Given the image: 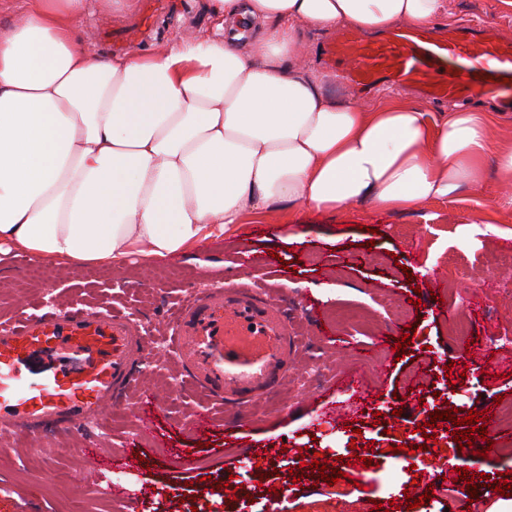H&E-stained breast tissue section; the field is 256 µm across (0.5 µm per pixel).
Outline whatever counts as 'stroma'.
Here are the masks:
<instances>
[{
    "label": "stroma",
    "mask_w": 512,
    "mask_h": 512,
    "mask_svg": "<svg viewBox=\"0 0 512 512\" xmlns=\"http://www.w3.org/2000/svg\"><path fill=\"white\" fill-rule=\"evenodd\" d=\"M145 0H96L75 21L83 41L97 53H114L113 37L140 12ZM193 13L176 17L161 36L130 41L125 50L161 52L187 34L213 29L209 0H193ZM448 22L480 23L512 37V11L499 0H448ZM324 30L306 28L299 59L326 75L324 89L352 96L319 59ZM511 193L489 181L463 190L456 200L427 202L418 211L389 214L368 206L295 223L278 211L258 224H241L186 256L151 264L130 259L88 267L50 263L45 279L31 276L36 263L24 254L0 255V327L31 314L67 306L100 307L137 324L150 357L141 376L111 415L68 433H50L24 445L0 430V512H363L370 500L395 502L399 512H478L496 492L483 478L512 475V210L494 206ZM481 222L469 238L460 223ZM295 261V268L282 264ZM230 285L272 289L288 302L299 350L283 393L253 407L243 427L216 423L201 432L179 430L180 420L206 409L189 385L169 346L167 320L191 294ZM413 329L404 356L381 342L386 330L403 337ZM466 339L474 352L502 365L487 373L466 364L455 346ZM354 376L373 390L362 402L338 392L339 379ZM155 394L168 400L152 436L140 438L132 411ZM494 410L499 421L488 438L487 457L462 452L461 471L441 466L425 435L446 445L455 426L431 421L435 410ZM426 424L418 432V424ZM286 451H279V444ZM415 445L408 454L406 445ZM374 466L364 478L349 474L334 485L291 472L320 453L327 469L344 470L353 447ZM102 458L123 452L133 461L120 471L93 470L85 449ZM190 452L193 468L179 466L174 452ZM72 476L56 480L58 472ZM425 497L407 508V497Z\"/></svg>",
    "instance_id": "stroma-1"
}]
</instances>
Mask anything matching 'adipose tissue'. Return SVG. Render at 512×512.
<instances>
[{"instance_id": "ef3b65f1", "label": "adipose tissue", "mask_w": 512, "mask_h": 512, "mask_svg": "<svg viewBox=\"0 0 512 512\" xmlns=\"http://www.w3.org/2000/svg\"><path fill=\"white\" fill-rule=\"evenodd\" d=\"M92 2L22 0L0 35V247L77 265L176 258L274 211H407L491 171L512 184L489 115L368 110L296 62L302 26L431 24L447 0H211L212 34L110 56L73 26ZM240 17L261 28L244 47L224 33Z\"/></svg>"}]
</instances>
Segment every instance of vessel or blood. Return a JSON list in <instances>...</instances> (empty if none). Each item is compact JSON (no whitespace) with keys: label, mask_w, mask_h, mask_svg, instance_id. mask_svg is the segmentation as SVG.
I'll list each match as a JSON object with an SVG mask.
<instances>
[{"label":"vessel or blood","mask_w":512,"mask_h":512,"mask_svg":"<svg viewBox=\"0 0 512 512\" xmlns=\"http://www.w3.org/2000/svg\"><path fill=\"white\" fill-rule=\"evenodd\" d=\"M322 60L353 85L414 88L432 101L497 98L512 106V38L464 24L398 28L370 40L343 29L322 47ZM170 346L187 378L207 397L206 411L180 422L198 431L216 413L280 391L295 349L284 313L265 293L216 288L186 299L173 317ZM135 326L112 314L61 309L0 328V429L36 439L103 419L135 380ZM164 403L142 401L135 418L152 435Z\"/></svg>","instance_id":"b4317fda"}]
</instances>
